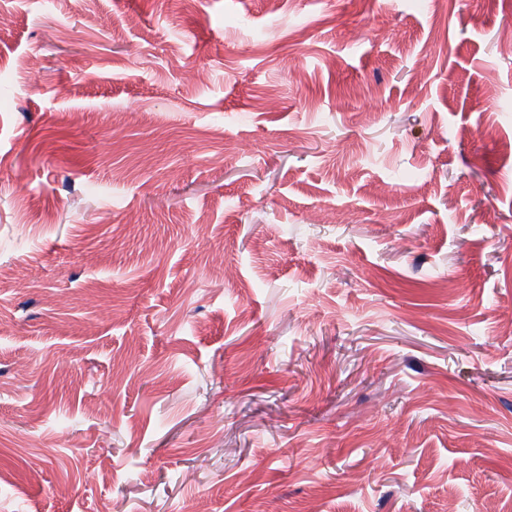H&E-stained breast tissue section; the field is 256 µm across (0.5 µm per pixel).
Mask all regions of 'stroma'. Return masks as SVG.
Masks as SVG:
<instances>
[{"mask_svg": "<svg viewBox=\"0 0 512 512\" xmlns=\"http://www.w3.org/2000/svg\"><path fill=\"white\" fill-rule=\"evenodd\" d=\"M0 16V512L512 501V0Z\"/></svg>", "mask_w": 512, "mask_h": 512, "instance_id": "obj_1", "label": "stroma"}]
</instances>
